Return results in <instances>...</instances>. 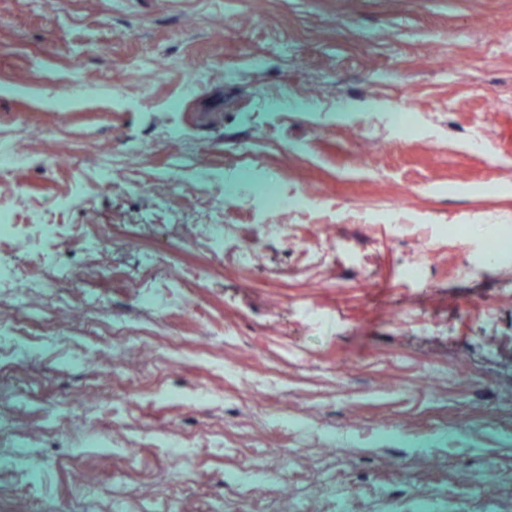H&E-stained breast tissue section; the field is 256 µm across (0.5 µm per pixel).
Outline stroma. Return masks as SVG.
<instances>
[{"mask_svg":"<svg viewBox=\"0 0 512 512\" xmlns=\"http://www.w3.org/2000/svg\"><path fill=\"white\" fill-rule=\"evenodd\" d=\"M510 125L512 0H0V512H512Z\"/></svg>","mask_w":512,"mask_h":512,"instance_id":"35a3bbf8","label":"stroma"}]
</instances>
